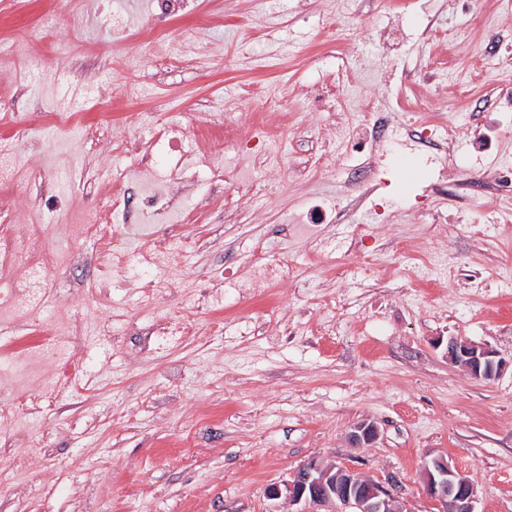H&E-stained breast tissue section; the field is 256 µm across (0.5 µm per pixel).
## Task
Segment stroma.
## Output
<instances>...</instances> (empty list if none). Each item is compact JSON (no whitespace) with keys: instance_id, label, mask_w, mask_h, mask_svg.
I'll use <instances>...</instances> for the list:
<instances>
[{"instance_id":"obj_1","label":"stroma","mask_w":512,"mask_h":512,"mask_svg":"<svg viewBox=\"0 0 512 512\" xmlns=\"http://www.w3.org/2000/svg\"><path fill=\"white\" fill-rule=\"evenodd\" d=\"M335 6L201 0L163 16L155 0H0V156L16 172L0 228L41 236L0 270V297L26 280L38 303L16 325L0 312V357L24 327L64 326L73 367L65 386L0 382V409L38 399L0 448V512H293L266 490L312 458L398 474L404 512H434L422 472L436 457L473 484L477 512H512V205L480 190L484 170L512 164V127L490 110L502 72L472 77L485 35L512 47V0H485L478 18L448 0H357L332 27ZM430 19L456 54L423 41ZM341 47L351 99L379 90L407 126L484 125L490 145L454 156L446 197L431 192L442 156L399 131L374 158L373 195L345 209L339 185L365 157L328 153V119L306 102ZM244 84L297 99L274 107L276 135L257 132ZM173 130L177 149L162 148ZM227 135L252 191L208 168ZM144 160L178 211L112 223L116 181ZM440 209L452 221L431 223ZM155 232L180 256L146 296L127 273ZM258 245L287 254L296 280L210 306L204 289ZM117 253L127 273L107 289ZM178 321L192 330L168 342ZM450 336L493 349L500 374L448 362ZM361 421L379 435L356 448Z\"/></svg>"}]
</instances>
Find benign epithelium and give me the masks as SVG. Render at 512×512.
Returning <instances> with one entry per match:
<instances>
[{
  "label": "benign epithelium",
  "instance_id": "benign-epithelium-1",
  "mask_svg": "<svg viewBox=\"0 0 512 512\" xmlns=\"http://www.w3.org/2000/svg\"><path fill=\"white\" fill-rule=\"evenodd\" d=\"M445 356L476 379L490 380L503 367L493 350L454 337L447 339ZM350 437L359 447L370 445L378 437V428L363 421L353 427ZM423 483L437 512H476L472 485L444 458H434L424 466ZM284 494L293 504L304 501L331 507L338 503L344 512H402L395 480L367 478L347 467L323 465L313 459L300 466L285 488L272 486L267 490L271 499Z\"/></svg>",
  "mask_w": 512,
  "mask_h": 512
}]
</instances>
